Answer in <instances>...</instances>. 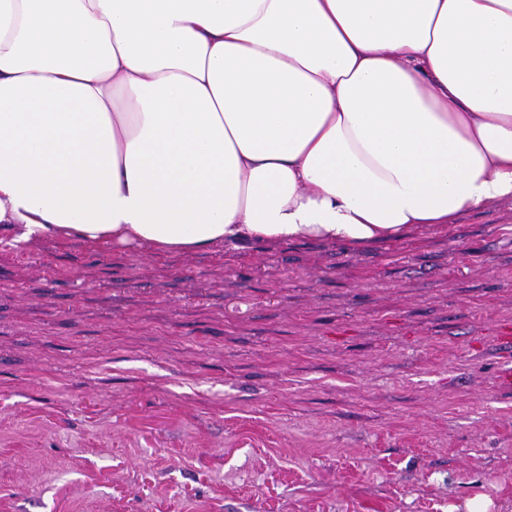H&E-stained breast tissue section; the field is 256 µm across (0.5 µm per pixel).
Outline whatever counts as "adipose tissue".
I'll return each mask as SVG.
<instances>
[{
  "label": "adipose tissue",
  "instance_id": "adipose-tissue-1",
  "mask_svg": "<svg viewBox=\"0 0 512 512\" xmlns=\"http://www.w3.org/2000/svg\"><path fill=\"white\" fill-rule=\"evenodd\" d=\"M512 201V0H0V226L194 251Z\"/></svg>",
  "mask_w": 512,
  "mask_h": 512
}]
</instances>
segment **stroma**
Masks as SVG:
<instances>
[{"instance_id":"35a3bbf8","label":"stroma","mask_w":512,"mask_h":512,"mask_svg":"<svg viewBox=\"0 0 512 512\" xmlns=\"http://www.w3.org/2000/svg\"><path fill=\"white\" fill-rule=\"evenodd\" d=\"M512 203L361 246L0 227V512H512Z\"/></svg>"}]
</instances>
